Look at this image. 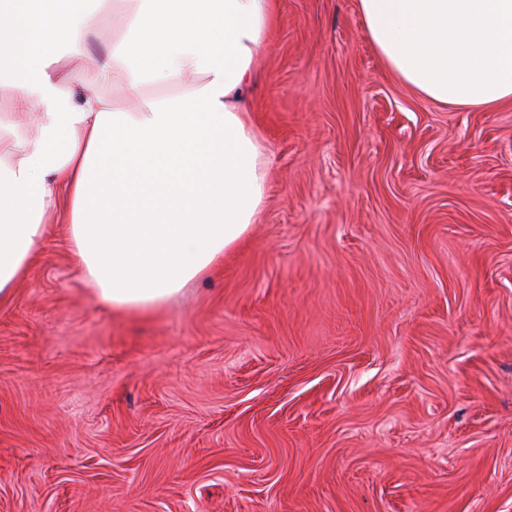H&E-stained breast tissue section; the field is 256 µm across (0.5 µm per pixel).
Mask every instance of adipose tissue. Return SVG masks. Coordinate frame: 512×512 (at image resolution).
<instances>
[{
	"instance_id": "ef3b65f1",
	"label": "adipose tissue",
	"mask_w": 512,
	"mask_h": 512,
	"mask_svg": "<svg viewBox=\"0 0 512 512\" xmlns=\"http://www.w3.org/2000/svg\"><path fill=\"white\" fill-rule=\"evenodd\" d=\"M100 58L134 101L78 90L62 61L108 0H0V306L67 191L76 269L113 310L150 314L245 236L267 159L239 99L276 25L275 0H123ZM382 65L431 103L512 101V0H357ZM163 94H153V87Z\"/></svg>"
}]
</instances>
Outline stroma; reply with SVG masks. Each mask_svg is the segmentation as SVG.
<instances>
[{
    "mask_svg": "<svg viewBox=\"0 0 512 512\" xmlns=\"http://www.w3.org/2000/svg\"><path fill=\"white\" fill-rule=\"evenodd\" d=\"M276 7L265 201L208 278L114 311L52 211L0 307V512H512V104L419 98L356 0Z\"/></svg>",
    "mask_w": 512,
    "mask_h": 512,
    "instance_id": "35a3bbf8",
    "label": "stroma"
}]
</instances>
